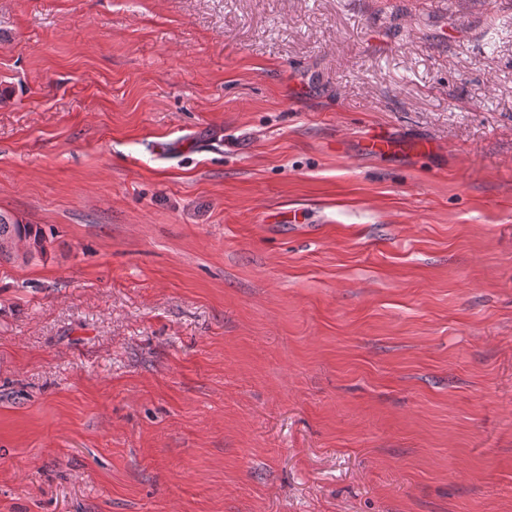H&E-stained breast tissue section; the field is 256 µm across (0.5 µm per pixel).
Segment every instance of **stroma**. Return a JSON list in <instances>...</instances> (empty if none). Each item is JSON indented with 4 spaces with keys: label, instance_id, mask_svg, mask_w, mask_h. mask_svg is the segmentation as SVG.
<instances>
[{
    "label": "stroma",
    "instance_id": "stroma-1",
    "mask_svg": "<svg viewBox=\"0 0 512 512\" xmlns=\"http://www.w3.org/2000/svg\"><path fill=\"white\" fill-rule=\"evenodd\" d=\"M1 210L0 512H512V0H0ZM15 239H30V241L39 245L36 254H24L22 256L24 261L28 262L44 254V235L40 227L34 224H22L18 218L0 211V242Z\"/></svg>",
    "mask_w": 512,
    "mask_h": 512
}]
</instances>
